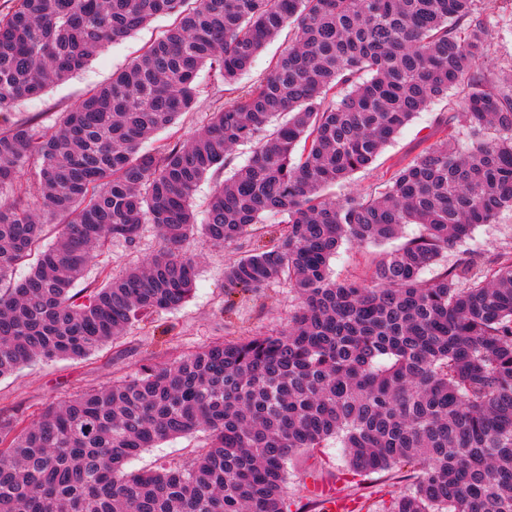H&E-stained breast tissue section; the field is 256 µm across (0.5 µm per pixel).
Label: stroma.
Returning <instances> with one entry per match:
<instances>
[{
  "mask_svg": "<svg viewBox=\"0 0 512 512\" xmlns=\"http://www.w3.org/2000/svg\"><path fill=\"white\" fill-rule=\"evenodd\" d=\"M170 23L169 17H157L130 37L112 43L93 57L83 71L50 85L39 98L1 114L0 124L35 122L52 128L62 112L76 106L89 89L108 82L114 72L156 41ZM482 66L496 73L512 70L511 12L492 17ZM198 81L196 107L183 114L176 126L178 136L184 140L201 132L210 112L230 97L208 71H201ZM447 109V100L435 102L430 111L421 113L394 136L370 170L356 173L343 185L331 188V195L341 199L374 188L386 170L400 166L421 150L423 138L434 130V113ZM158 249L156 235L149 227L144 228L135 245L113 242L93 259L85 287L98 286L106 274L146 261ZM190 249L197 257L198 278L194 295L185 305L133 323L118 342L107 344L88 357L40 361L1 379L0 411L31 413L73 393L110 385L112 380L132 375L142 366L166 361L218 338L246 337L287 321L294 303L287 283L279 282L257 293L241 291L225 296L224 267L236 257V250L212 247L199 236L191 239ZM203 443L199 435L168 439L131 458L126 468L146 471L169 462H183ZM345 471L342 450L332 441L317 449L314 457L299 459L291 466L288 481L291 512H323L321 502L312 494L316 483L330 487L338 496L380 507L389 505L406 488L400 473L394 471L355 479L346 478Z\"/></svg>",
  "mask_w": 512,
  "mask_h": 512,
  "instance_id": "stroma-1",
  "label": "stroma"
}]
</instances>
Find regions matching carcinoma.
Masks as SVG:
<instances>
[{
  "label": "carcinoma",
  "mask_w": 512,
  "mask_h": 512,
  "mask_svg": "<svg viewBox=\"0 0 512 512\" xmlns=\"http://www.w3.org/2000/svg\"><path fill=\"white\" fill-rule=\"evenodd\" d=\"M497 2L14 0L0 14V114L173 17L50 130L0 126V378L84 358L181 307L197 232L227 248L277 217L224 268V288L285 280L297 299L275 332L214 341L30 418L0 414V512H290L289 465L330 440L354 477L406 474L386 512H512V252L446 259L512 211V78L481 69ZM286 28L265 77L237 87ZM204 68L230 101L197 137L143 149L194 108ZM455 89L457 111L435 115L438 137L414 158L368 193L325 194ZM450 126L472 146L459 150ZM243 144L248 160L197 222V186ZM33 159L31 191L19 177ZM146 224L155 255L75 290L94 251ZM408 224L417 233L387 247ZM344 242L381 248L365 279L331 278ZM195 433L205 445L190 461L126 470Z\"/></svg>",
  "instance_id": "obj_1"
}]
</instances>
